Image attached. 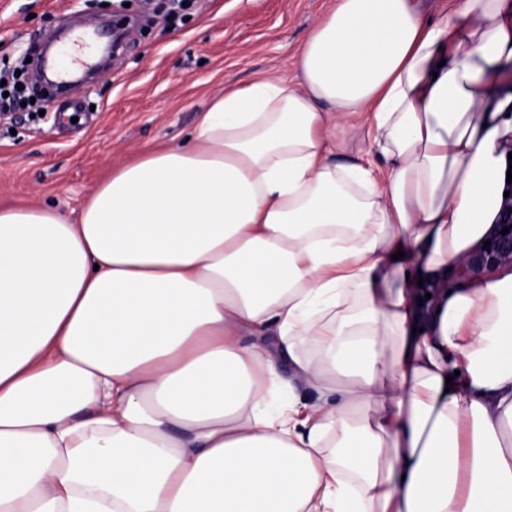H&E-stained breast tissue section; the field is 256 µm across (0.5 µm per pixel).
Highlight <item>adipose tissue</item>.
<instances>
[{
    "label": "adipose tissue",
    "mask_w": 512,
    "mask_h": 512,
    "mask_svg": "<svg viewBox=\"0 0 512 512\" xmlns=\"http://www.w3.org/2000/svg\"><path fill=\"white\" fill-rule=\"evenodd\" d=\"M512 0H336L77 222L0 206V512H512ZM386 164L338 161L354 118ZM314 393L278 403L281 365ZM509 229L505 235L500 234L501 230ZM488 249H483L477 256L466 262L464 273L472 271L478 266L488 267L502 262H512V213L509 211L502 220L497 235L490 239Z\"/></svg>",
    "instance_id": "adipose-tissue-1"
}]
</instances>
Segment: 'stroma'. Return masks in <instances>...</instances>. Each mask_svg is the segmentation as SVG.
<instances>
[{
	"instance_id": "stroma-1",
	"label": "stroma",
	"mask_w": 512,
	"mask_h": 512,
	"mask_svg": "<svg viewBox=\"0 0 512 512\" xmlns=\"http://www.w3.org/2000/svg\"><path fill=\"white\" fill-rule=\"evenodd\" d=\"M328 0H0V80L20 71L23 107L0 117V206L52 204L77 216L113 169L191 132L209 101L296 54ZM127 20L107 74L41 94L22 73L57 31Z\"/></svg>"
}]
</instances>
